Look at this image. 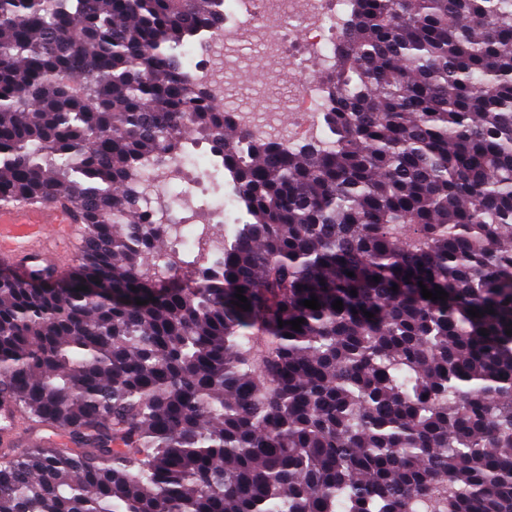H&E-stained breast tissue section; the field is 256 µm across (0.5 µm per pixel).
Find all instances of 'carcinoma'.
<instances>
[{
  "label": "carcinoma",
  "instance_id": "carcinoma-1",
  "mask_svg": "<svg viewBox=\"0 0 512 512\" xmlns=\"http://www.w3.org/2000/svg\"><path fill=\"white\" fill-rule=\"evenodd\" d=\"M349 2L296 145L184 70L224 0H0V203L84 217L0 275V400L62 437L0 450V512H512V0ZM192 135L247 220L183 280L139 193Z\"/></svg>",
  "mask_w": 512,
  "mask_h": 512
}]
</instances>
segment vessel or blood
<instances>
[{"instance_id":"obj_1","label":"vessel or blood","mask_w":512,"mask_h":512,"mask_svg":"<svg viewBox=\"0 0 512 512\" xmlns=\"http://www.w3.org/2000/svg\"><path fill=\"white\" fill-rule=\"evenodd\" d=\"M80 215L65 200L0 204V264L21 263L25 275L58 278L74 255Z\"/></svg>"}]
</instances>
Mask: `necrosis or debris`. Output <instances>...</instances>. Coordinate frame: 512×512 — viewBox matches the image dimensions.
Segmentation results:
<instances>
[{
  "instance_id": "4bbe7bcc",
  "label": "necrosis or debris",
  "mask_w": 512,
  "mask_h": 512,
  "mask_svg": "<svg viewBox=\"0 0 512 512\" xmlns=\"http://www.w3.org/2000/svg\"><path fill=\"white\" fill-rule=\"evenodd\" d=\"M349 20L346 0H230L224 15V29L208 33L199 41L201 59L188 73L196 83L211 89L216 98L233 102L236 125L259 136H280L283 113H291L308 138L317 130L313 116L326 106V96L318 80L319 72L330 69L336 59V46ZM298 24L305 38L302 47L289 40V24ZM245 43L262 48L271 68L266 85L242 86L235 80L246 61L240 52ZM251 97L263 98L265 106L257 111L248 106ZM152 194L150 223H169L168 202L161 185L163 179L189 176L193 187L210 179L208 167H190L180 150H173L166 170H145Z\"/></svg>"
}]
</instances>
